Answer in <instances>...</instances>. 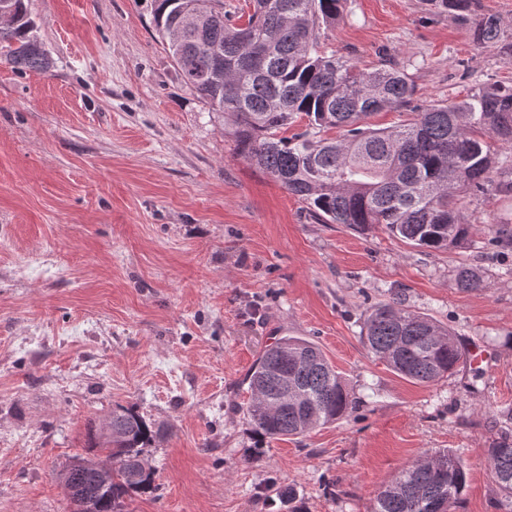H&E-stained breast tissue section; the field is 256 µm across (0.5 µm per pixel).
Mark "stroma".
<instances>
[{"mask_svg": "<svg viewBox=\"0 0 512 512\" xmlns=\"http://www.w3.org/2000/svg\"><path fill=\"white\" fill-rule=\"evenodd\" d=\"M152 0H27L52 66L0 61V512H71L59 473L86 452L89 422L135 407L164 435L145 456L149 492L126 512H370L383 483L449 448L468 467L452 512H504L486 462L512 427V194L457 200L473 234L423 249L343 224L240 157L232 120L182 82ZM473 16L431 0H347L323 49L359 68L391 59L411 107L512 86V0ZM476 13V14H477ZM495 224L511 235L491 246ZM479 269L484 289L455 284ZM398 296L486 350L448 378L410 382L360 340L372 304ZM314 340L356 412L257 446L242 414L245 377L275 338ZM473 29L477 42H492L499 39V23L492 15H484L476 19ZM455 283L457 288L464 292L482 290L486 286L480 271L468 266H462L457 269Z\"/></svg>", "mask_w": 512, "mask_h": 512, "instance_id": "stroma-1", "label": "stroma"}]
</instances>
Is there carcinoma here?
<instances>
[{"mask_svg": "<svg viewBox=\"0 0 512 512\" xmlns=\"http://www.w3.org/2000/svg\"><path fill=\"white\" fill-rule=\"evenodd\" d=\"M10 2L12 12L0 21V55L19 72L48 70L47 53L30 36L34 22L25 0ZM153 2L156 31L184 83L209 111L233 117L238 154L310 205L323 223L361 232L382 227L417 247L447 250L473 229L456 206L460 193H512V88H479L394 128L374 129L370 116L406 106L415 87L393 60L360 70L321 50L319 30L336 22L343 0H252L243 28L242 16L224 11L221 0ZM474 37L498 40V20H475ZM299 119L306 120L305 130L286 136ZM331 129L343 134L325 137ZM487 136L507 153H492ZM455 283L464 292L486 287L480 271L468 266L457 269ZM361 339L374 357L418 384L452 375L464 355L455 333L398 296L367 311ZM246 382L244 418L264 443L304 435L355 409L320 348L298 336L268 346ZM110 417L112 440L90 425L84 460L120 462L112 497L98 498V512H124L125 495L152 488L153 471H144L141 461L163 431L121 405ZM486 455L512 512V434L502 433ZM467 476L454 451L439 449L403 467L371 512H433V502L451 512Z\"/></svg>", "mask_w": 512, "mask_h": 512, "instance_id": "carcinoma-1", "label": "carcinoma"}]
</instances>
